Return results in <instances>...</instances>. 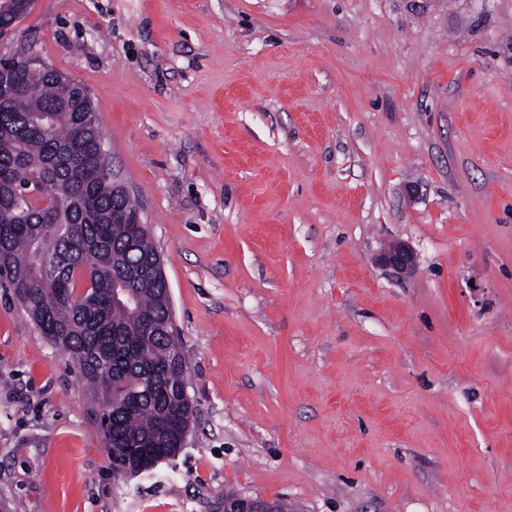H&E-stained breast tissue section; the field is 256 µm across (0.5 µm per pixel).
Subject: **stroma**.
<instances>
[{"label": "stroma", "instance_id": "35a3bbf8", "mask_svg": "<svg viewBox=\"0 0 512 512\" xmlns=\"http://www.w3.org/2000/svg\"><path fill=\"white\" fill-rule=\"evenodd\" d=\"M0 58L89 89L194 405L116 469L0 288V512H512V0H34ZM381 261L394 273L403 275L414 267L415 256L406 244L396 242L382 254ZM275 502L258 497L246 496L240 493H228L224 496V512H288V504Z\"/></svg>", "mask_w": 512, "mask_h": 512}]
</instances>
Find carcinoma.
<instances>
[{
    "mask_svg": "<svg viewBox=\"0 0 512 512\" xmlns=\"http://www.w3.org/2000/svg\"><path fill=\"white\" fill-rule=\"evenodd\" d=\"M0 12V32L33 0ZM10 91H0V286L9 288L39 334L71 355L101 394L103 434L115 467L137 470L149 451L182 447L193 406L184 397L186 361L173 359L166 336L145 326L171 322L163 281L149 274L157 251L147 231L127 223L138 213L100 157L104 133L89 91L48 66L0 60ZM49 204L21 206L28 182ZM58 266L43 281L38 255ZM124 285L135 313L112 301Z\"/></svg>",
    "mask_w": 512,
    "mask_h": 512,
    "instance_id": "obj_1",
    "label": "carcinoma"
}]
</instances>
